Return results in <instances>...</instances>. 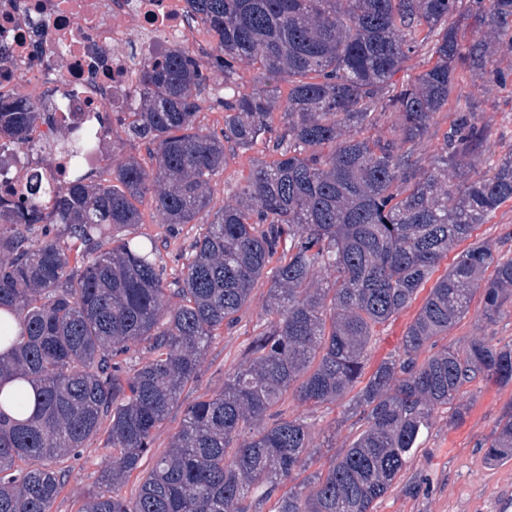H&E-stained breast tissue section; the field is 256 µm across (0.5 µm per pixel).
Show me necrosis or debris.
I'll return each instance as SVG.
<instances>
[{
  "label": "necrosis or debris",
  "mask_w": 512,
  "mask_h": 512,
  "mask_svg": "<svg viewBox=\"0 0 512 512\" xmlns=\"http://www.w3.org/2000/svg\"><path fill=\"white\" fill-rule=\"evenodd\" d=\"M193 37L185 0H0V92L26 82L49 112L23 146L0 148V194L28 197L35 175L64 185L79 134L84 165L110 161L111 113L132 111L145 65Z\"/></svg>",
  "instance_id": "necrosis-or-debris-1"
}]
</instances>
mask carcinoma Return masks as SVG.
I'll return each mask as SVG.
<instances>
[{"mask_svg": "<svg viewBox=\"0 0 512 512\" xmlns=\"http://www.w3.org/2000/svg\"><path fill=\"white\" fill-rule=\"evenodd\" d=\"M217 39L210 67L224 75V128L197 126L208 81L183 45L143 71L137 108L116 113L129 137L151 146L148 171L112 144V183L73 165L64 187L40 179L29 201L0 203V512H50L65 475L39 459L76 458L105 432L112 489L129 479L217 332L239 321L255 286H269L266 317L224 389L188 405L169 449L135 497L90 492L78 512H249L299 472L314 448L309 426L276 410L286 395L319 406L354 394L363 421L350 448L304 494L289 488L275 512H374L406 469L434 410L466 385L512 382V346L473 340L423 360L469 312L483 289L484 316L512 294V257L472 240L478 225L512 201V154L475 172L487 136L469 103L456 107L438 166L416 147L448 108L461 71L500 86L498 56L512 46V0H186ZM485 26L468 44L457 19ZM427 48L431 66L410 83L393 77ZM256 70L237 86L238 65ZM288 82L286 101L275 83ZM280 112V121L274 113ZM387 112L390 135L363 131ZM41 116L29 99L0 96V139L20 147ZM263 144L235 202L201 224L175 281L157 264L153 240L124 238L150 197L163 223L190 224L209 205L226 146ZM34 224L43 238L29 237ZM467 241L444 274L453 245ZM81 270L70 268V260ZM493 274L486 279L488 268ZM429 293L402 340L403 357L380 365L362 388L376 333ZM180 302L170 306L168 294ZM152 357L128 367L131 346ZM15 389L4 394V380ZM36 389L25 416V386ZM486 457L512 459V407Z\"/></svg>", "mask_w": 512, "mask_h": 512, "instance_id": "carcinoma-1", "label": "carcinoma"}]
</instances>
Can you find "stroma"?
Returning a JSON list of instances; mask_svg holds the SVG:
<instances>
[{"label":"stroma","instance_id":"obj_1","mask_svg":"<svg viewBox=\"0 0 512 512\" xmlns=\"http://www.w3.org/2000/svg\"><path fill=\"white\" fill-rule=\"evenodd\" d=\"M455 95L477 106V122L484 127L488 152L477 164L479 171L493 167L500 157L512 152V85L506 88L486 86L460 76ZM227 165L214 177L209 188V210L217 212L234 201L258 161L265 159L262 147L248 151L227 149ZM142 221L131 226V235L154 239L156 258L169 277L182 271L185 257L200 231L199 225L162 224L150 202L139 206ZM476 239L489 242L497 254L512 256V202L501 206L488 222L479 225ZM267 286L258 283L239 313V322L219 331L200 363L198 378L181 392L168 418L155 433L150 451L141 460L142 471H149L159 455L170 446L181 427L184 408L224 388V378L242 362L254 327L265 317ZM483 294L475 292L468 314L444 338V345L462 347L481 338L504 347L512 345V295L505 300L493 320L482 315ZM417 313L409 307L392 317L373 337L365 358L367 371L401 351L402 337ZM512 404V383L500 386L475 382L467 386L457 408H439L421 447L411 458L405 472L374 505V512H512V461L493 464L486 450L497 435V422ZM285 417L299 418L310 424L317 445L311 471H324L349 448L358 433L357 418L348 417L346 402L312 407L286 398ZM110 461L108 449L99 442L85 449L77 460L61 462L65 484L51 512H77L83 494L97 487Z\"/></svg>","mask_w":512,"mask_h":512}]
</instances>
